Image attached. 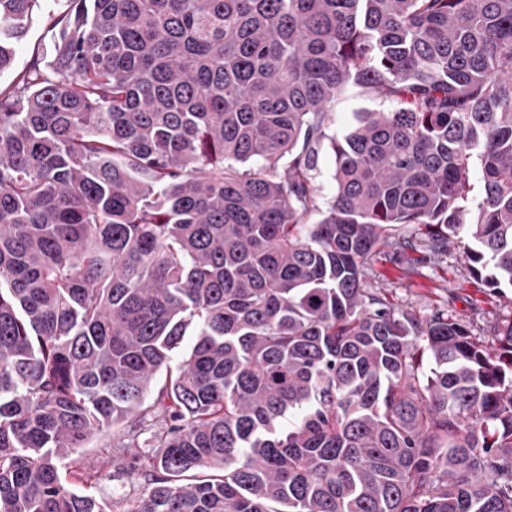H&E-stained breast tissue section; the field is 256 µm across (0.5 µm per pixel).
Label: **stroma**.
I'll return each instance as SVG.
<instances>
[{
    "mask_svg": "<svg viewBox=\"0 0 512 512\" xmlns=\"http://www.w3.org/2000/svg\"><path fill=\"white\" fill-rule=\"evenodd\" d=\"M26 35L14 45L9 68L0 71V90L25 71L34 57L51 54L54 32L51 23L62 13L60 0H39ZM391 105L374 94L354 89L332 106L330 134L343 137L357 122L361 112L389 111ZM367 285L382 298L403 310L422 316L437 310L447 311L449 318L467 325L474 336L493 343L504 324L512 321V290L497 293L470 277L462 253L449 247L446 256L430 259L418 251L394 261L378 260L367 278ZM121 429L109 436L90 438L80 453L84 471L94 476L92 490L109 512H121L124 503L142 493L143 476L128 463H110L107 449L121 438Z\"/></svg>",
    "mask_w": 512,
    "mask_h": 512,
    "instance_id": "1",
    "label": "stroma"
}]
</instances>
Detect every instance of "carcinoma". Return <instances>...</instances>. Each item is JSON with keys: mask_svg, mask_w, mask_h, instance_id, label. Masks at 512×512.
<instances>
[{"mask_svg": "<svg viewBox=\"0 0 512 512\" xmlns=\"http://www.w3.org/2000/svg\"><path fill=\"white\" fill-rule=\"evenodd\" d=\"M38 2L0 0V71ZM64 6L0 91V512H106L79 448L159 418L124 512H512V322L365 287L463 232L512 288V0ZM351 87L392 109L338 139ZM334 174L335 156L327 147L320 151L314 171V181L324 201L331 200L336 194Z\"/></svg>", "mask_w": 512, "mask_h": 512, "instance_id": "carcinoma-1", "label": "carcinoma"}]
</instances>
